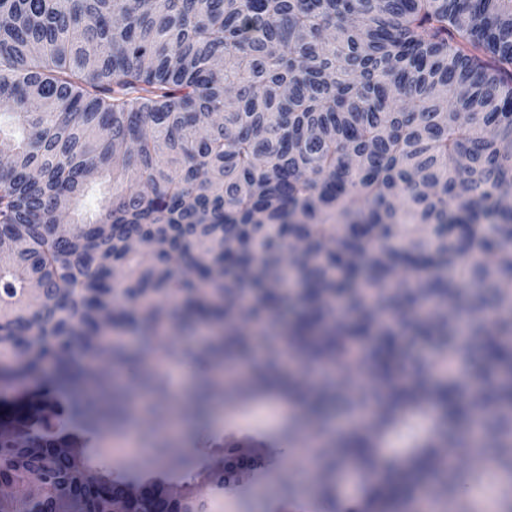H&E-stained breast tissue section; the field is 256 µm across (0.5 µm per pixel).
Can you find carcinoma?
I'll return each mask as SVG.
<instances>
[{
    "mask_svg": "<svg viewBox=\"0 0 512 512\" xmlns=\"http://www.w3.org/2000/svg\"><path fill=\"white\" fill-rule=\"evenodd\" d=\"M0 18V383L55 367L0 417V479L26 490L0 512H206L193 485L224 479L231 454L181 456L178 494L112 463L78 393H112L125 433L89 359L197 365L163 341L202 320L264 329L270 361L237 405L283 392V345L344 372L359 355L376 418L344 447L368 474L381 441L440 408L368 512L428 481L455 494L468 475L448 473L447 447L484 449L509 499L512 0H0ZM91 171L109 183L93 215ZM408 339L447 358L430 387L401 362ZM251 345L216 336L207 357ZM140 380L163 415V378ZM288 396L321 402L294 382ZM133 485L152 493L130 501Z\"/></svg>",
    "mask_w": 512,
    "mask_h": 512,
    "instance_id": "cac0c4a2",
    "label": "carcinoma"
}]
</instances>
